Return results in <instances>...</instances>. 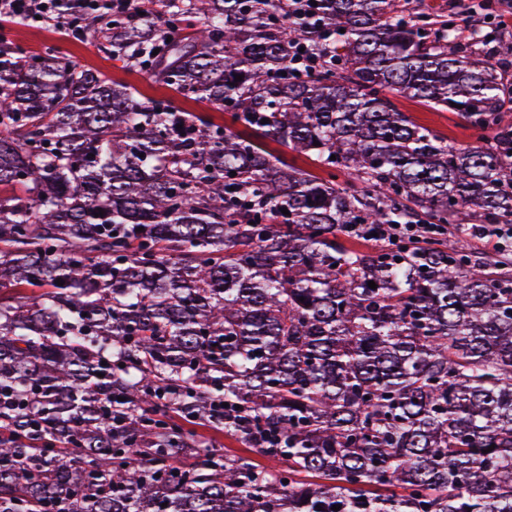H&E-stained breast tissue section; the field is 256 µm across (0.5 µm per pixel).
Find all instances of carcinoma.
Returning a JSON list of instances; mask_svg holds the SVG:
<instances>
[{
    "label": "carcinoma",
    "mask_w": 512,
    "mask_h": 512,
    "mask_svg": "<svg viewBox=\"0 0 512 512\" xmlns=\"http://www.w3.org/2000/svg\"><path fill=\"white\" fill-rule=\"evenodd\" d=\"M147 3L91 33L249 134L0 46V512H512L508 254L358 245L512 224L502 61L400 0ZM221 398L280 469L173 422L217 427ZM394 104L401 112H406L417 123L433 129L448 143L455 145H480L477 143L473 131L467 129L464 123L454 114L448 111H437L416 99L406 98L400 95H391ZM372 232L368 235V239H377L373 233L382 234L385 237H395L396 242H400L403 238L407 241L423 242L432 238V236L448 234L455 236L454 228L450 227L448 231L447 225L440 224H398L397 227L375 226L371 228Z\"/></svg>",
    "instance_id": "cac0c4a2"
}]
</instances>
